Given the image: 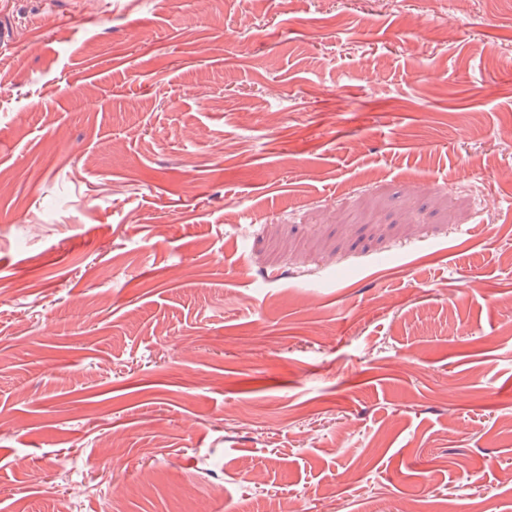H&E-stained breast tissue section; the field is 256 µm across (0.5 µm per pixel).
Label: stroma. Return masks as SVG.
<instances>
[{"instance_id": "35a3bbf8", "label": "stroma", "mask_w": 512, "mask_h": 512, "mask_svg": "<svg viewBox=\"0 0 512 512\" xmlns=\"http://www.w3.org/2000/svg\"><path fill=\"white\" fill-rule=\"evenodd\" d=\"M0 27V512H512V0Z\"/></svg>"}]
</instances>
